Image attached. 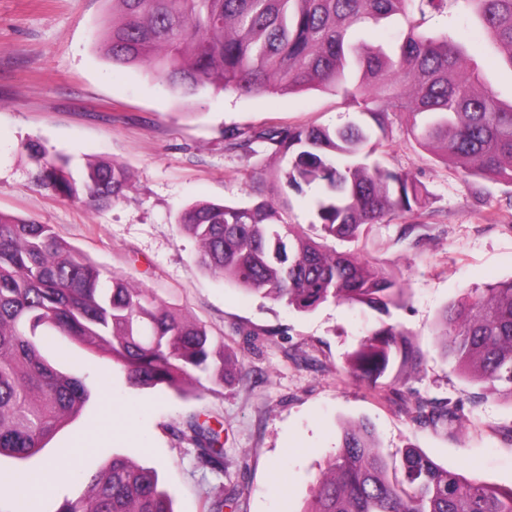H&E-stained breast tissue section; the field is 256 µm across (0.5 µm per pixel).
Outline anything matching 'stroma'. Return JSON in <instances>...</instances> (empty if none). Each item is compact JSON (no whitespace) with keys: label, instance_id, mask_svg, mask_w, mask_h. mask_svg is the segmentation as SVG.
Instances as JSON below:
<instances>
[{"label":"stroma","instance_id":"35a3bbf8","mask_svg":"<svg viewBox=\"0 0 512 512\" xmlns=\"http://www.w3.org/2000/svg\"><path fill=\"white\" fill-rule=\"evenodd\" d=\"M110 0H0V211L52 225L99 268L204 324L247 372L245 382L194 386L187 397L125 387L109 357L72 347L63 368L85 377L90 402L25 461L28 474L78 459L89 472L113 455L157 469L174 512H202L206 497L235 491L236 512H303L347 422L367 418L384 452L417 448L467 478L512 487V403L468 384L437 340L442 309L465 290L512 277V184L469 177L420 147L405 117L388 121L383 161L409 171L428 198L416 213L388 215L365 249L406 288L389 316L333 301L302 313L200 267L197 245L176 222L196 200L246 199L253 177L273 172L270 149L228 150L224 132L356 120L342 95L321 90L242 97H181L139 66H112L98 49ZM31 140L68 155L75 169L116 162L130 175L123 196L95 212L34 183ZM387 321L420 343V372L369 388L347 355ZM458 402L453 422L420 424V404ZM220 422L227 472L197 466L174 428L188 416Z\"/></svg>","mask_w":512,"mask_h":512}]
</instances>
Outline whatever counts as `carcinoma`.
Masks as SVG:
<instances>
[{"mask_svg":"<svg viewBox=\"0 0 512 512\" xmlns=\"http://www.w3.org/2000/svg\"><path fill=\"white\" fill-rule=\"evenodd\" d=\"M112 22L99 50L114 66L142 65L179 95L203 89L259 97L273 92H342L371 123L268 127L224 132L231 149L266 145L288 164L287 186L320 184L314 203L323 235L292 222L288 197L269 200L254 180L248 203L197 201L177 223L196 240V261L244 290L299 312L333 299L388 314L405 303L403 283L334 240L366 245L391 212L424 207L427 190L408 171L390 170L372 127L389 114L423 115L418 143L464 173L512 183V103L501 99L469 46L427 27L448 0H110ZM512 70V0H458ZM399 17L398 51L356 37L366 25ZM35 183L64 200L100 211L120 199L127 172L118 163L87 165L39 142L26 145ZM442 354L471 385L512 403V278L466 290L438 318ZM56 336L106 353L128 387L184 394L204 376H232L224 345L177 317L125 279L100 286L98 268L58 238L51 225L0 212V457L26 460L76 416L90 398L86 379L64 373L43 354ZM425 354L411 333L383 323L351 353L349 372L375 389L391 372L417 370ZM457 405L421 406L419 421L451 420ZM222 429L190 417L176 429L198 465L224 471ZM87 491L42 512H173L155 469L114 457L104 469H76ZM236 496L206 498L203 512H223ZM305 512H512V487L467 479L417 448L389 456L361 419L342 428L340 445L312 490Z\"/></svg>","mask_w":512,"mask_h":512,"instance_id":"carcinoma-1","label":"carcinoma"}]
</instances>
